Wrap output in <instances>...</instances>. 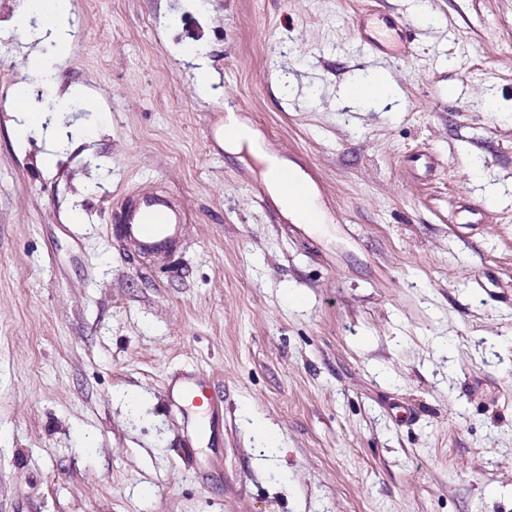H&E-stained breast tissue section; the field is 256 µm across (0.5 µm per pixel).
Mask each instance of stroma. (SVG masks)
<instances>
[{
    "mask_svg": "<svg viewBox=\"0 0 512 512\" xmlns=\"http://www.w3.org/2000/svg\"><path fill=\"white\" fill-rule=\"evenodd\" d=\"M12 2L0 512H512V0H70L43 52L87 109L48 119L87 134L55 153L15 134L39 73ZM376 71L387 104L346 96ZM230 111L328 234L261 195ZM150 188L187 213L179 255L116 239ZM187 370L223 401L190 445ZM47 2L50 3L48 5L44 3L43 8L48 7L46 15L49 18L50 38L56 42L59 51H65L71 42L69 0H49Z\"/></svg>",
    "mask_w": 512,
    "mask_h": 512,
    "instance_id": "obj_1",
    "label": "stroma"
}]
</instances>
